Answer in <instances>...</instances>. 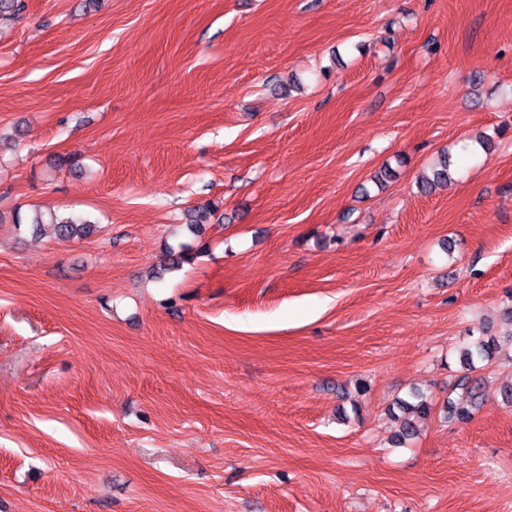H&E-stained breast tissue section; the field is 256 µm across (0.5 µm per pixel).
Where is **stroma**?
<instances>
[{
    "mask_svg": "<svg viewBox=\"0 0 512 512\" xmlns=\"http://www.w3.org/2000/svg\"><path fill=\"white\" fill-rule=\"evenodd\" d=\"M26 4L0 21V512H512L511 362L468 423L390 443L512 300V0ZM36 205L99 228L32 238Z\"/></svg>",
    "mask_w": 512,
    "mask_h": 512,
    "instance_id": "1",
    "label": "stroma"
}]
</instances>
